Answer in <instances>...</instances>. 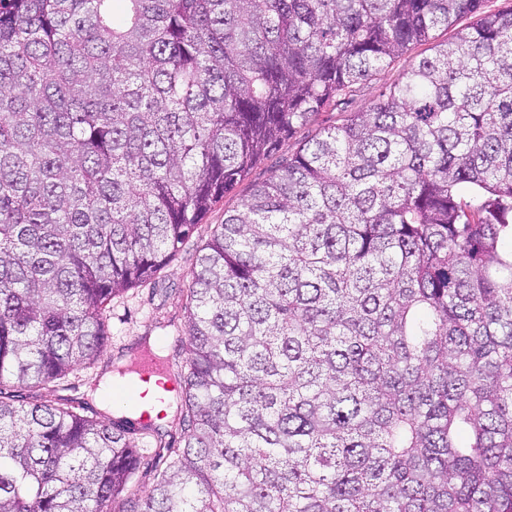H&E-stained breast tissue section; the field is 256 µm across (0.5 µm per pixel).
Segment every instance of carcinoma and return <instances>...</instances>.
<instances>
[{
	"instance_id": "obj_1",
	"label": "carcinoma",
	"mask_w": 512,
	"mask_h": 512,
	"mask_svg": "<svg viewBox=\"0 0 512 512\" xmlns=\"http://www.w3.org/2000/svg\"><path fill=\"white\" fill-rule=\"evenodd\" d=\"M483 2L0 0V512H512V11ZM466 15L212 227L183 446L130 491L149 442L58 394L112 300Z\"/></svg>"
}]
</instances>
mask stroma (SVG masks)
Here are the masks:
<instances>
[{
	"label": "stroma",
	"mask_w": 512,
	"mask_h": 512,
	"mask_svg": "<svg viewBox=\"0 0 512 512\" xmlns=\"http://www.w3.org/2000/svg\"><path fill=\"white\" fill-rule=\"evenodd\" d=\"M449 36V31H436L434 42L412 46L405 56L395 59L385 70L360 85L344 104L327 106L314 122L295 129L283 139L270 157L258 163L245 181L226 193L203 217L181 246L174 261L164 269L157 284L131 289L113 300L109 319L112 342L101 352L97 369L108 371L115 365L126 367L139 364L142 352L148 348L147 339L151 336L162 337V357L177 353L178 339L184 334L186 321L182 290L199 247L209 237L211 225L223 223L225 212L238 209L251 186L264 181L279 161L295 155L319 131L342 123L349 113L367 110L380 90L400 80L409 61L432 55L434 43L444 42Z\"/></svg>",
	"instance_id": "1"
}]
</instances>
